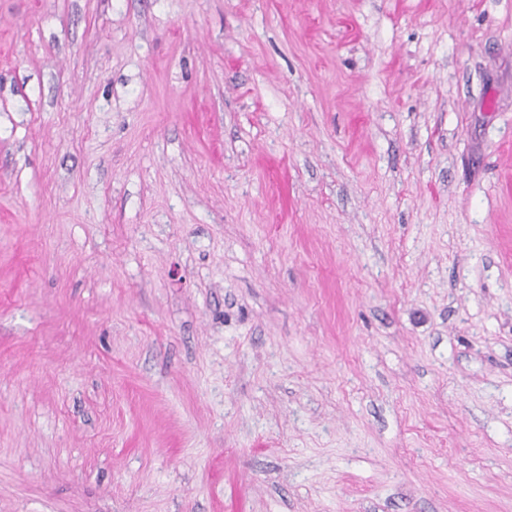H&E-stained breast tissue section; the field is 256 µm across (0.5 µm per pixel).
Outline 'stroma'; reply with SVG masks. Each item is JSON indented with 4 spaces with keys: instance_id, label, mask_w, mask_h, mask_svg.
I'll return each instance as SVG.
<instances>
[{
    "instance_id": "35a3bbf8",
    "label": "stroma",
    "mask_w": 512,
    "mask_h": 512,
    "mask_svg": "<svg viewBox=\"0 0 512 512\" xmlns=\"http://www.w3.org/2000/svg\"><path fill=\"white\" fill-rule=\"evenodd\" d=\"M0 512H512V0H0Z\"/></svg>"
}]
</instances>
